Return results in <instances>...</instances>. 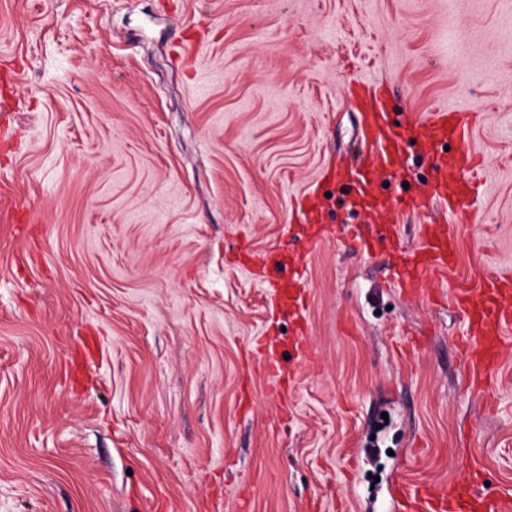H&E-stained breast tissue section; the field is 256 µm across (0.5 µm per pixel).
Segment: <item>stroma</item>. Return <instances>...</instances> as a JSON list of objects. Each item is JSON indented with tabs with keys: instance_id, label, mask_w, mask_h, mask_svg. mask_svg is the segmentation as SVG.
<instances>
[{
	"instance_id": "stroma-1",
	"label": "stroma",
	"mask_w": 512,
	"mask_h": 512,
	"mask_svg": "<svg viewBox=\"0 0 512 512\" xmlns=\"http://www.w3.org/2000/svg\"><path fill=\"white\" fill-rule=\"evenodd\" d=\"M0 73V512H392L393 476L512 496V355L471 387L462 314L394 294L388 243L341 245L384 218L320 179L364 152L350 79L464 106L482 191L401 234L452 226L442 295L512 266V0H0ZM407 157L376 192L425 187ZM315 188L309 254L286 217ZM284 258L310 360L282 406L253 354L294 330L260 280Z\"/></svg>"
}]
</instances>
